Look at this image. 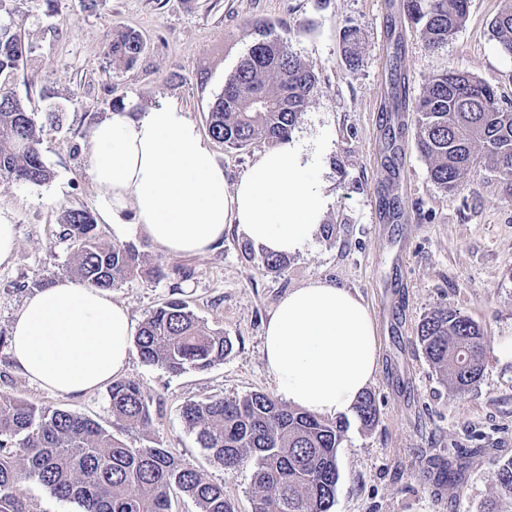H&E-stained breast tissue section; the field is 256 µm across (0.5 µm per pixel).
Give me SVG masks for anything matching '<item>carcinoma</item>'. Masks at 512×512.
Listing matches in <instances>:
<instances>
[{
	"mask_svg": "<svg viewBox=\"0 0 512 512\" xmlns=\"http://www.w3.org/2000/svg\"><path fill=\"white\" fill-rule=\"evenodd\" d=\"M469 0H405L404 8L428 47L438 49L463 26ZM500 50L512 55V7L492 21ZM29 38L0 22V77L18 70ZM143 41L132 32L107 44L118 67L133 66ZM317 78L289 49L288 39L262 36L240 61L209 112L211 136L242 149L262 137L290 140ZM417 147L429 165L430 179L444 193L461 186L477 165L497 174L512 197V103L474 77L445 68L434 74L416 103ZM34 114L0 83V179L42 184L51 178L39 149ZM60 223L77 244L72 270L84 282L111 289L139 273L146 263L133 244H114L97 233L94 216L84 208L65 210ZM418 338L427 360L456 392L482 375L485 342L480 327L448 308L425 316ZM148 365L179 375L224 362L233 350L224 331L209 328L179 298L152 311L135 337ZM108 396L112 417L130 426L152 423L150 402L137 383L115 380ZM360 424L374 425L378 408L365 392L353 407ZM210 460L235 470L253 462L252 512H330L339 482L337 451L346 423L326 422L291 409L262 392L241 398H213L182 410ZM37 480L56 499L79 512H173L171 494L192 498L199 512H237L224 485L184 465L163 448H129L91 419L67 410L36 406L0 393V512H27L18 487ZM493 481L498 499L485 512H501L512 502V459L497 464Z\"/></svg>",
	"mask_w": 512,
	"mask_h": 512,
	"instance_id": "carcinoma-1",
	"label": "carcinoma"
}]
</instances>
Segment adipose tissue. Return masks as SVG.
Listing matches in <instances>:
<instances>
[{
	"label": "adipose tissue",
	"mask_w": 512,
	"mask_h": 512,
	"mask_svg": "<svg viewBox=\"0 0 512 512\" xmlns=\"http://www.w3.org/2000/svg\"><path fill=\"white\" fill-rule=\"evenodd\" d=\"M90 136L87 172L103 219L131 224L172 255L210 251L232 224L264 251L301 252L327 210L301 144L264 152L227 185L210 144L174 100L145 109L126 104ZM132 333L127 308L109 292L60 278L26 299L9 349L19 374L77 397L126 372ZM263 350L278 396L318 416L351 410L379 367L376 326L362 298L322 280L279 300Z\"/></svg>",
	"instance_id": "1"
}]
</instances>
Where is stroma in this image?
<instances>
[{
    "label": "stroma",
    "instance_id": "1",
    "mask_svg": "<svg viewBox=\"0 0 512 512\" xmlns=\"http://www.w3.org/2000/svg\"><path fill=\"white\" fill-rule=\"evenodd\" d=\"M402 0H5V20L29 34L32 50L6 85L41 123L48 182L0 180V209L11 211L16 250L0 265V335H9L26 298L70 276L75 244L63 210L98 213L86 169L89 131L115 100L146 108L177 100L197 125L208 115L261 32L287 36L317 83L292 133L306 147L310 175L325 187L327 211L308 247L267 270L262 253L237 229L207 253L171 256L147 237L99 222L101 238L131 243L163 277L143 273L112 288L134 325L179 294L234 348L224 362L179 375L132 355L125 372L152 405L149 427L113 418L106 389L79 398L42 389L20 375L0 349V393L76 411L131 448H165L221 484L238 512H252V463L222 469L184 425L186 404L274 393L263 334L291 289L325 280L358 293L376 324L379 371L369 389L379 415L349 428L337 453L340 479L331 512H481L496 495L493 469L512 458V363L497 355L512 336V197L477 168L458 190L432 183L415 139L413 108L429 78L450 67L493 86L512 102V57L502 54L491 22L512 0H470L464 25L440 49L427 47ZM359 32V61L349 66L342 35ZM122 32L144 50L131 68L112 66L104 47ZM406 105L393 109L394 80ZM57 112L48 121V112ZM264 139L242 150L213 143L227 183L270 149ZM445 306L472 318L486 340L479 382L448 388L417 341L422 319Z\"/></svg>",
    "mask_w": 512,
    "mask_h": 512
}]
</instances>
